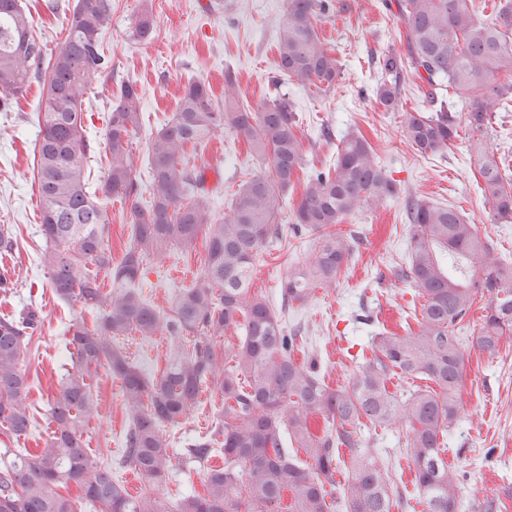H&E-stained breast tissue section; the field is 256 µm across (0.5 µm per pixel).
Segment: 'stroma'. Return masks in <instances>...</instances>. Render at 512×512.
Listing matches in <instances>:
<instances>
[{
    "mask_svg": "<svg viewBox=\"0 0 512 512\" xmlns=\"http://www.w3.org/2000/svg\"><path fill=\"white\" fill-rule=\"evenodd\" d=\"M48 11L45 0H21L34 20L33 33L46 53L57 52L66 35L67 19L76 0H57ZM350 12L321 19V40L336 50L343 77L326 93L300 88L279 80L275 68L279 27L286 0H112V13L101 39L112 59V77L93 81L85 95V135L90 144L92 183L107 172L104 130L112 94L122 82L136 84L141 96V129L134 139L137 169L148 171V143L176 112L188 80L209 83L216 97L224 95V77L232 75L244 101L258 105L275 92L287 93L304 132L303 166L323 170L336 158L337 138L363 133L372 142L381 166L397 185V194L384 207L348 217L343 227L357 232L349 266L336 284L317 289L299 310L285 308L279 285L291 266L305 262L316 247L313 236H289L280 257L267 258L256 271L255 284L267 297L286 329L302 328L307 365L333 383L348 382L361 359V351L374 330L404 334V324L418 295L399 280L396 270L408 258L404 211L409 196L436 205L454 206L498 249L512 253V224H492L490 210L477 184L475 157L469 139L456 148L420 156L407 147L403 117L378 107L372 94L378 73L376 59L397 49L398 25L385 0H349ZM151 8L155 34L150 41L133 38L132 30L142 7ZM44 82L34 79L17 104L0 110V225H7L16 240L12 252L0 255V273L13 283L0 290V315L37 311L40 326L28 349L23 368L30 385L34 412L28 436L13 439L0 433L8 447L37 450L47 437V405L58 394L63 376L72 369L66 343L68 330L81 322L80 304L61 300L38 264L45 243L40 233L42 205L34 178L33 150L39 126L36 114L45 105ZM335 135L321 137L322 127ZM205 170L204 190L217 212L227 211L232 195L243 181L268 173L236 143L222 134L189 160ZM150 197L147 181H139L132 197L102 200L111 224L112 259L120 261L130 238L132 204ZM206 260L203 246L174 250L164 264L146 265L142 287L160 309H169L177 293L190 287ZM175 338L160 333L118 337L117 347L147 375L160 376ZM98 413L84 428V438L95 466H115L124 446L128 416L121 402L120 382L106 370L93 380ZM461 414L448 436L445 456L463 482L462 512H512V337L497 355L470 354L461 386ZM222 410L217 395L202 392L181 424L163 426L173 447L183 448L211 430ZM375 446L388 462L404 497H413L409 463L405 456V428L377 432Z\"/></svg>",
    "mask_w": 512,
    "mask_h": 512,
    "instance_id": "stroma-1",
    "label": "stroma"
}]
</instances>
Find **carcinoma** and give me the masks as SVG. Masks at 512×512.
<instances>
[{"label":"carcinoma","mask_w":512,"mask_h":512,"mask_svg":"<svg viewBox=\"0 0 512 512\" xmlns=\"http://www.w3.org/2000/svg\"><path fill=\"white\" fill-rule=\"evenodd\" d=\"M396 9L402 52L379 60L376 102L405 112L404 137L419 156L451 150L465 127L491 207L488 219L511 224L512 176L502 173L487 136L495 114L512 104V0L488 17L476 0H396ZM110 10L111 0H77L62 46L46 61L19 0H0V109L22 96L47 62L46 105L37 113L42 137L34 146L47 243L40 264L59 298L94 317L93 326L70 331L73 371L49 405L52 431L44 446L0 451V512H76L73 499L59 491L72 484L96 512H333L326 486L336 483L342 448L351 456L344 512H392L407 501L364 434L396 424L408 431L406 456L424 512H461L458 474L442 454L461 411L467 352L493 357L512 335V258L454 207L409 198L408 261L398 277L423 297L421 308L407 335L370 337L349 384L332 387L298 362L299 332L286 330L253 285L257 261L283 243L284 200L302 170L296 112L284 93L251 107L229 74L222 102L201 80L183 87L177 111L148 145L150 200L131 207L130 243L112 264L111 225L98 195L126 197L136 188L131 145L141 126V97L135 85H120L104 131L107 175L91 187L83 103L94 80L111 77L100 39ZM331 10L332 0H287L275 66L291 83L326 92L342 78L336 53L316 26ZM154 29L145 7L134 36L148 41ZM410 78L425 86L429 111L403 110ZM223 131L268 164L271 175L245 181L221 216L199 193L204 171L188 169L184 160ZM396 192L365 135L339 139L334 165L306 177L292 214L297 227L314 235L316 248L310 263L281 281L283 304L304 306L317 289L335 284L353 255L339 224ZM200 239L207 253L200 276L168 312L158 310L138 289L144 264ZM102 272L115 290L102 287ZM480 297L483 325L466 346L457 332ZM37 328L31 310L0 317V427L17 440L32 424L22 362ZM231 328L242 329L240 344L219 348ZM161 330L193 340L192 350L178 347L157 378L112 346L132 331ZM101 367L120 380L130 417L121 466L149 484L136 496L112 468L93 466L85 448L84 426L97 412L87 379ZM205 389L220 396L224 409L216 434L194 439L188 452L199 460L222 453L224 466L207 468L202 490L168 503L151 489L173 471L160 427L180 423ZM318 418L326 422L321 436L312 429ZM300 454L306 460L296 459Z\"/></svg>","instance_id":"1"}]
</instances>
